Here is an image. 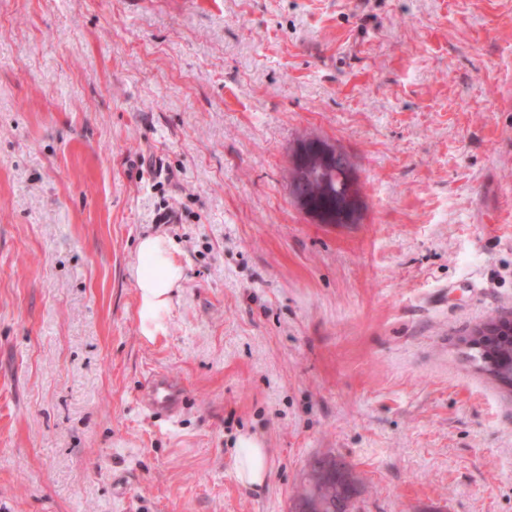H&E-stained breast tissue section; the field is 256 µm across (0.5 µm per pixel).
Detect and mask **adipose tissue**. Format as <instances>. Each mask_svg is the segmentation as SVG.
Wrapping results in <instances>:
<instances>
[{
    "label": "adipose tissue",
    "instance_id": "obj_1",
    "mask_svg": "<svg viewBox=\"0 0 512 512\" xmlns=\"http://www.w3.org/2000/svg\"><path fill=\"white\" fill-rule=\"evenodd\" d=\"M134 278L138 297V324L146 339L166 336L176 289L184 266L172 240L161 235L140 238L136 246ZM234 466L238 479L247 487L264 485L267 477V451L261 441L241 435L236 442Z\"/></svg>",
    "mask_w": 512,
    "mask_h": 512
}]
</instances>
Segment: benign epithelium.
<instances>
[{
    "instance_id": "7a95c632",
    "label": "benign epithelium",
    "mask_w": 512,
    "mask_h": 512,
    "mask_svg": "<svg viewBox=\"0 0 512 512\" xmlns=\"http://www.w3.org/2000/svg\"><path fill=\"white\" fill-rule=\"evenodd\" d=\"M311 155L318 156L326 167L336 166L343 171V179L347 185L344 200L336 207V212L331 215H322L311 209L307 195L302 192L305 182L294 181L289 186L290 195L297 205L306 213L312 215L323 224H356L359 222L363 211V196L360 181L354 172L349 155L330 142L313 138L299 146L292 161V168H303L305 161ZM512 333V325L505 321H486L475 328V335L481 340V344Z\"/></svg>"
}]
</instances>
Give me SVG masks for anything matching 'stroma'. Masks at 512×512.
<instances>
[{"label": "stroma", "mask_w": 512, "mask_h": 512, "mask_svg": "<svg viewBox=\"0 0 512 512\" xmlns=\"http://www.w3.org/2000/svg\"><path fill=\"white\" fill-rule=\"evenodd\" d=\"M345 150L359 223L288 192ZM185 267L144 339L136 243ZM512 0H0V512H512ZM181 381L173 421L140 392ZM268 450L261 489L239 435ZM510 324L505 321H486L475 328V335L481 340L476 344L473 341H465L464 343L471 347L478 348L488 343L490 340L510 335ZM494 380L503 388L512 392V335L497 345L493 358L492 370ZM234 466L238 479L247 487L257 489L267 477V451L261 441L251 435H240L236 442ZM337 462V466H336ZM333 462V458L325 457L315 460L313 471L323 470L335 467L334 472L331 474V484L324 488L322 498L325 501L323 512H353L355 504L353 501L354 494L357 490L348 485H340V489H336V469L344 477L345 481L351 483L354 479L352 471L349 467L339 461Z\"/></svg>", "instance_id": "35a3bbf8"}]
</instances>
